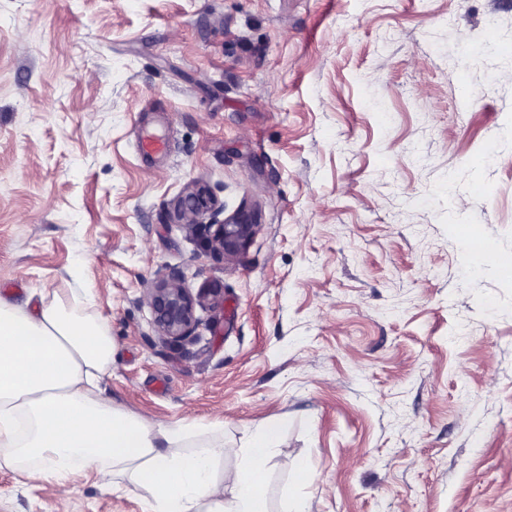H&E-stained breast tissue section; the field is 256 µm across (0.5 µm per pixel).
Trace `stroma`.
<instances>
[{
  "mask_svg": "<svg viewBox=\"0 0 512 512\" xmlns=\"http://www.w3.org/2000/svg\"><path fill=\"white\" fill-rule=\"evenodd\" d=\"M195 181L253 212L237 258L175 223ZM456 224L512 257V0H0V296L90 289L113 403L219 470L277 426L269 512H512V277ZM167 265L224 287L179 345ZM109 482L2 467L0 512H145ZM142 301L152 315L156 337L167 344L192 340L200 325L197 309L224 311V288L211 282L194 294L184 287L183 273L176 267L165 266L142 289Z\"/></svg>",
  "mask_w": 512,
  "mask_h": 512,
  "instance_id": "obj_1",
  "label": "stroma"
}]
</instances>
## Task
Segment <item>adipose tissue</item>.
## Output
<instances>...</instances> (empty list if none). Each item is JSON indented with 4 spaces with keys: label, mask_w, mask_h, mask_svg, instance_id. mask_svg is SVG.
Returning <instances> with one entry per match:
<instances>
[{
    "label": "adipose tissue",
    "mask_w": 512,
    "mask_h": 512,
    "mask_svg": "<svg viewBox=\"0 0 512 512\" xmlns=\"http://www.w3.org/2000/svg\"><path fill=\"white\" fill-rule=\"evenodd\" d=\"M83 297L67 303L44 288L34 309L0 298V463L60 485L71 470H102L145 490L147 512H266L257 474L275 453L274 429L258 430L238 450L242 466L220 475L223 439L183 451V422L122 412L102 385L112 337L79 314Z\"/></svg>",
    "instance_id": "obj_1"
}]
</instances>
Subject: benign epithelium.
Masks as SVG:
<instances>
[{
    "label": "benign epithelium",
    "mask_w": 512,
    "mask_h": 512,
    "mask_svg": "<svg viewBox=\"0 0 512 512\" xmlns=\"http://www.w3.org/2000/svg\"><path fill=\"white\" fill-rule=\"evenodd\" d=\"M222 211L211 193L196 184L186 186L175 205L177 221L191 234L205 229L204 248L229 260L246 248L255 225L243 212L216 220ZM142 301L151 311L156 337L167 344H180L195 337L200 325L197 310L224 311V288L214 281L194 293L184 287L178 268L166 266L143 288Z\"/></svg>",
    "instance_id": "7a95c632"
}]
</instances>
